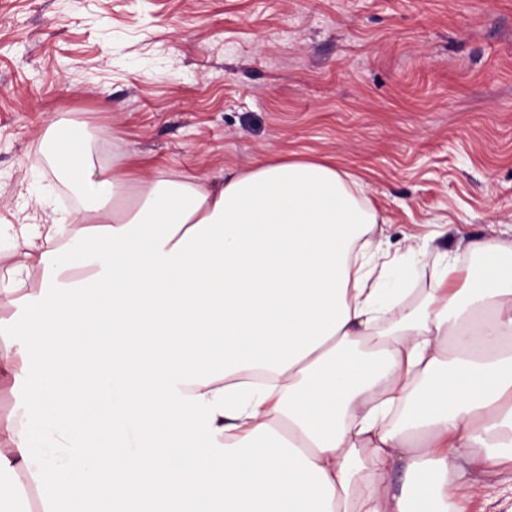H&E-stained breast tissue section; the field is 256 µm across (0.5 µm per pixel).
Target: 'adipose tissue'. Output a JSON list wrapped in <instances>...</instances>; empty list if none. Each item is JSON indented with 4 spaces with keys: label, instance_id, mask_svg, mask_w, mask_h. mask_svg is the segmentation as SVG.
Listing matches in <instances>:
<instances>
[{
    "label": "adipose tissue",
    "instance_id": "obj_1",
    "mask_svg": "<svg viewBox=\"0 0 512 512\" xmlns=\"http://www.w3.org/2000/svg\"><path fill=\"white\" fill-rule=\"evenodd\" d=\"M44 141L90 202L12 230L0 512H468L512 462V236L461 239L481 263L444 255L408 309L331 158L215 187Z\"/></svg>",
    "mask_w": 512,
    "mask_h": 512
}]
</instances>
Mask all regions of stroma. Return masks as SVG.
<instances>
[{"instance_id":"stroma-1","label":"stroma","mask_w":512,"mask_h":512,"mask_svg":"<svg viewBox=\"0 0 512 512\" xmlns=\"http://www.w3.org/2000/svg\"><path fill=\"white\" fill-rule=\"evenodd\" d=\"M60 117L145 173L334 157L433 262L512 222V0H0V226L60 207ZM472 480L512 512V463Z\"/></svg>"}]
</instances>
